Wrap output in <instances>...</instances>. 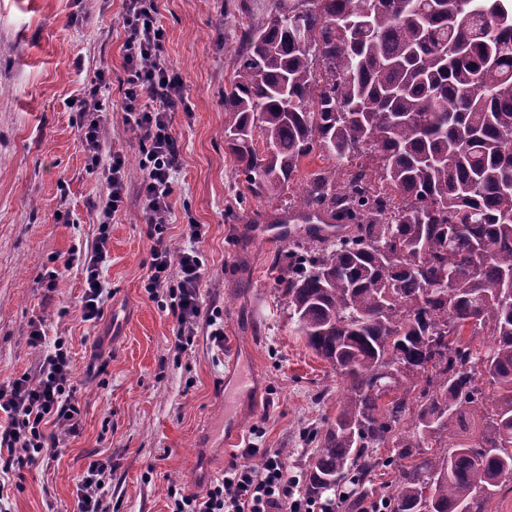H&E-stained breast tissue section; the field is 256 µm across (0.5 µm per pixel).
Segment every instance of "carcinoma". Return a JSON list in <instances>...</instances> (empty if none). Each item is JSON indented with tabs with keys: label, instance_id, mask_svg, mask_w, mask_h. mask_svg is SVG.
Returning <instances> with one entry per match:
<instances>
[{
	"label": "carcinoma",
	"instance_id": "obj_1",
	"mask_svg": "<svg viewBox=\"0 0 512 512\" xmlns=\"http://www.w3.org/2000/svg\"><path fill=\"white\" fill-rule=\"evenodd\" d=\"M224 141L253 196L287 195L275 223L351 225L318 250L292 240L281 278L297 332L346 380L305 494L445 447L487 385L480 437L388 495L390 512H486L512 479V0H272L243 26ZM313 153L331 164L293 189Z\"/></svg>",
	"mask_w": 512,
	"mask_h": 512
}]
</instances>
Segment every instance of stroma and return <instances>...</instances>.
Listing matches in <instances>:
<instances>
[{"label": "stroma", "mask_w": 512, "mask_h": 512, "mask_svg": "<svg viewBox=\"0 0 512 512\" xmlns=\"http://www.w3.org/2000/svg\"><path fill=\"white\" fill-rule=\"evenodd\" d=\"M156 0L165 55L184 86L172 116L180 156L171 179L168 236L173 252L195 249L205 272L202 298L224 325L223 344L199 326L179 350L177 321L163 295L147 291L150 242L139 195V137L123 124V0H0V383L32 375L39 352L33 325L66 337L70 380L81 406L79 430L52 459L0 472V512H73L90 461L108 459L102 512H171V492L194 493L197 441L224 409L217 387L231 349L257 389L236 444L213 452L214 480L242 463L243 448L280 454L301 473L309 434L335 420L345 382L308 348L290 319L276 258L288 252L257 215L279 198L247 195L236 157L224 149V89L236 68L241 27L271 0ZM111 104L106 125L126 160L129 200L110 227L102 281L112 296L98 322L82 317L81 262L63 269L54 291L42 277L54 257L90 250L97 235L91 204L103 191L86 167L68 102L98 69ZM68 221L58 220V213ZM203 235L192 241L186 224ZM101 355L102 373L87 366Z\"/></svg>", "instance_id": "35a3bbf8"}]
</instances>
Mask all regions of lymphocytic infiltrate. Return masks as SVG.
Listing matches in <instances>:
<instances>
[{
    "instance_id": "1",
    "label": "lymphocytic infiltrate",
    "mask_w": 512,
    "mask_h": 512,
    "mask_svg": "<svg viewBox=\"0 0 512 512\" xmlns=\"http://www.w3.org/2000/svg\"><path fill=\"white\" fill-rule=\"evenodd\" d=\"M122 26L127 33L123 43L124 124L143 144L140 196L151 242L149 288L154 293L167 291L169 308L178 322L174 344L184 350L204 311V270L195 250L172 252L165 235L166 217L172 208L171 177L179 156L172 114L184 102L183 84L164 55L165 31L158 22L154 0H126ZM106 76V70H98L94 80L73 98L85 158L91 170L101 172L105 185L93 205L96 243L82 264L86 283L83 317L92 323L103 316L106 288L100 270L108 260L109 226L128 200L125 158L119 151L105 149L103 114L110 105L100 89ZM31 344L42 350L36 376L0 384V411L10 420L9 429L0 432V443L20 466L37 463L49 450L58 448V438L45 434V425L51 423L73 434L81 416L73 400L66 339L56 337L52 347H44L42 331L37 328L31 333ZM111 468L108 460L90 462L77 485V512H100L99 492ZM299 484V476L289 470L284 459L267 452L260 466L232 465L223 480L204 493L173 498L172 512H317V501L296 496Z\"/></svg>"
}]
</instances>
